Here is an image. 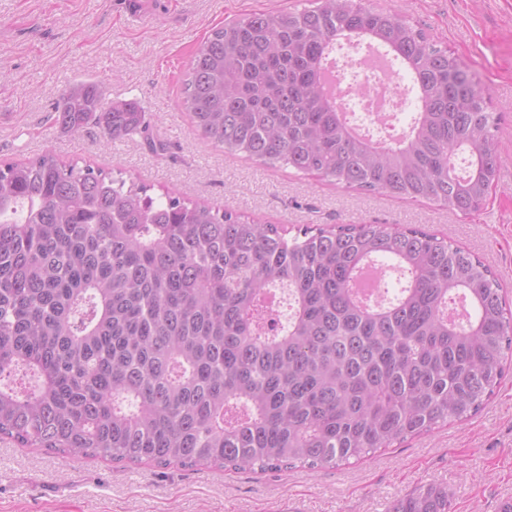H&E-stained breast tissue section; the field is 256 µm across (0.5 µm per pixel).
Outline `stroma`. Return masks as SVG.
Instances as JSON below:
<instances>
[{"mask_svg":"<svg viewBox=\"0 0 512 512\" xmlns=\"http://www.w3.org/2000/svg\"><path fill=\"white\" fill-rule=\"evenodd\" d=\"M0 0V162L45 151L267 224L418 227L480 257L512 301V0H363L391 8L447 47L487 88L500 117L497 179L480 211L344 189L288 168L224 153L194 131L181 107L188 65L210 30L253 13L301 9L307 0ZM100 83L106 101L137 100L150 131L107 140L55 122L65 85ZM446 487L452 512H498L512 499V374L464 422L313 471H222L177 464L63 462L44 448L0 443V512H386L417 487Z\"/></svg>","mask_w":512,"mask_h":512,"instance_id":"1","label":"stroma"}]
</instances>
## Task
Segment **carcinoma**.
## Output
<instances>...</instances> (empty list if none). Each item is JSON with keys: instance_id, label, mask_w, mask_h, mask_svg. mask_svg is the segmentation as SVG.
Returning <instances> with one entry per match:
<instances>
[{"instance_id": "1", "label": "carcinoma", "mask_w": 512, "mask_h": 512, "mask_svg": "<svg viewBox=\"0 0 512 512\" xmlns=\"http://www.w3.org/2000/svg\"><path fill=\"white\" fill-rule=\"evenodd\" d=\"M213 28L182 103L232 155L346 189L486 204L499 116L442 47L392 9L312 0ZM367 37L408 70L417 112L390 147L358 138L324 71ZM56 122L112 140L136 101L69 83ZM53 152L0 163V442L66 461L314 470L482 411L512 368V308L443 237L383 224L242 219ZM279 289L288 314L271 318ZM389 512H451L428 485Z\"/></svg>"}]
</instances>
